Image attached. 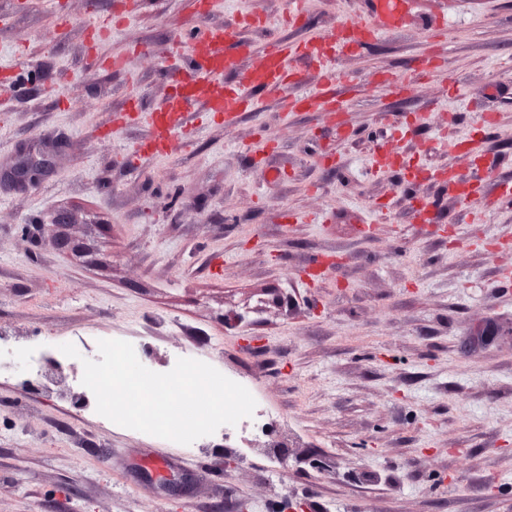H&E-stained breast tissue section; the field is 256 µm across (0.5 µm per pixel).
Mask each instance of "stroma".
I'll list each match as a JSON object with an SVG mask.
<instances>
[{
	"mask_svg": "<svg viewBox=\"0 0 512 512\" xmlns=\"http://www.w3.org/2000/svg\"><path fill=\"white\" fill-rule=\"evenodd\" d=\"M65 3L61 22L45 0H0V336L18 354L0 376V512H512V194L494 189L512 182V0H418L336 55L354 85L339 126L256 89L231 127L193 104L173 153L150 157L148 126L118 113L132 96L160 109L180 33L253 13L328 37L361 0H304L290 31L288 0ZM447 135L494 163L466 200L403 177L466 172ZM27 149L52 160L33 186L7 177ZM386 151L399 168L376 165ZM418 199L433 223H411ZM60 217L48 242L38 227ZM322 254L340 262L314 283ZM101 339L242 384L295 462L241 426L189 445L121 427L25 359L74 344L71 385Z\"/></svg>",
	"mask_w": 512,
	"mask_h": 512,
	"instance_id": "35a3bbf8",
	"label": "stroma"
}]
</instances>
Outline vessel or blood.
<instances>
[{"label": "vessel or blood", "instance_id": "b4317fda", "mask_svg": "<svg viewBox=\"0 0 512 512\" xmlns=\"http://www.w3.org/2000/svg\"><path fill=\"white\" fill-rule=\"evenodd\" d=\"M414 0H366V11L361 21L342 25L333 40L316 38L304 42L273 37L257 49L260 62L244 68L241 56L232 51L231 42L241 36L242 28L210 26L199 30L189 41H175L174 56L183 58L187 81L176 87L164 109L145 111L141 101L130 98L123 110L127 119H145L152 128L149 148L152 153H166L172 144V135L186 121L190 103L203 100L208 112L223 117L225 123H234L241 113L253 107L250 91L260 87L275 93L296 83L302 68L319 65L322 71L320 85L312 92L287 97L282 101L283 112H297L317 105L331 112L345 80L337 76L331 62L337 51L358 48L376 39L380 34L396 29L412 9ZM242 73L240 82L231 84L227 75ZM489 163L474 164L465 174L453 169H441L440 174L454 185L462 196H470L478 182L489 174Z\"/></svg>", "mask_w": 512, "mask_h": 512}]
</instances>
